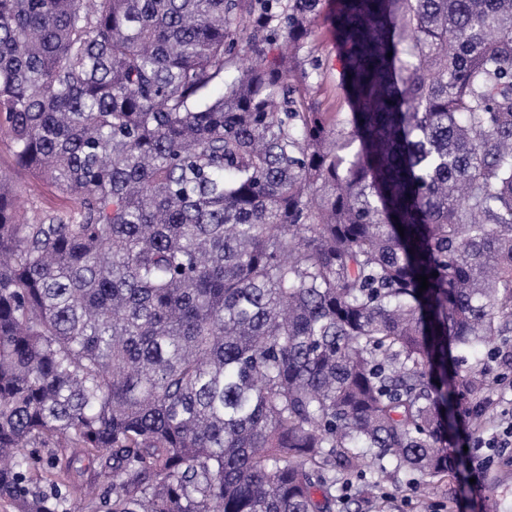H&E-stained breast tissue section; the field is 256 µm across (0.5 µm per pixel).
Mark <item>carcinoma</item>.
Segmentation results:
<instances>
[{"label":"carcinoma","mask_w":512,"mask_h":512,"mask_svg":"<svg viewBox=\"0 0 512 512\" xmlns=\"http://www.w3.org/2000/svg\"><path fill=\"white\" fill-rule=\"evenodd\" d=\"M321 5L0 0V130L75 201L28 220L0 174L19 512L60 506L23 448L83 449L112 512H332L365 467L458 468L441 436L495 380L452 350L512 334V0H334V65ZM331 1L332 0H322L324 4L323 13L313 26L310 41L316 55L333 61L336 58V43L329 33L327 23L324 21V17L332 7ZM313 96L319 102L321 110L328 112L329 116L347 110L341 92L336 90V71H332L331 74L324 77L321 85L314 89Z\"/></svg>","instance_id":"cac0c4a2"}]
</instances>
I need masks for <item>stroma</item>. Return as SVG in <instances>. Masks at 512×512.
Masks as SVG:
<instances>
[{
	"mask_svg": "<svg viewBox=\"0 0 512 512\" xmlns=\"http://www.w3.org/2000/svg\"><path fill=\"white\" fill-rule=\"evenodd\" d=\"M0 173L6 174L22 197L32 199L35 212H59L71 208V199L35 176L32 171L16 165L11 142L0 134ZM488 408L481 425L459 421L457 430L447 444L449 453L464 456L467 466L434 479L430 490L418 489L414 475L405 471H389L376 486L352 487L338 492L332 512H512V447L499 448L483 470H476L473 460L472 436L496 429L505 413H512V386L503 384L487 392ZM34 463L27 477L30 487L45 495L62 490L67 497V512H105L100 503L86 499L89 486L106 487L97 469L85 468L54 477L51 456L66 459L72 451L60 448L32 449Z\"/></svg>",
	"mask_w": 512,
	"mask_h": 512,
	"instance_id": "35a3bbf8",
	"label": "stroma"
}]
</instances>
